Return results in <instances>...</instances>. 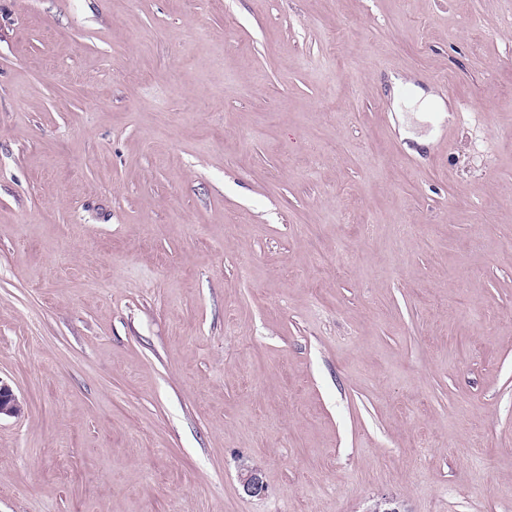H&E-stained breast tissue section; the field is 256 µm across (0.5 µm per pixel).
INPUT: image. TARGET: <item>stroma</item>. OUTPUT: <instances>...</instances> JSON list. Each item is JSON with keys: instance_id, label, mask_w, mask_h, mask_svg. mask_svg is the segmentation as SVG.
Here are the masks:
<instances>
[{"instance_id": "35a3bbf8", "label": "stroma", "mask_w": 512, "mask_h": 512, "mask_svg": "<svg viewBox=\"0 0 512 512\" xmlns=\"http://www.w3.org/2000/svg\"><path fill=\"white\" fill-rule=\"evenodd\" d=\"M0 380V512H512V0H0Z\"/></svg>"}]
</instances>
